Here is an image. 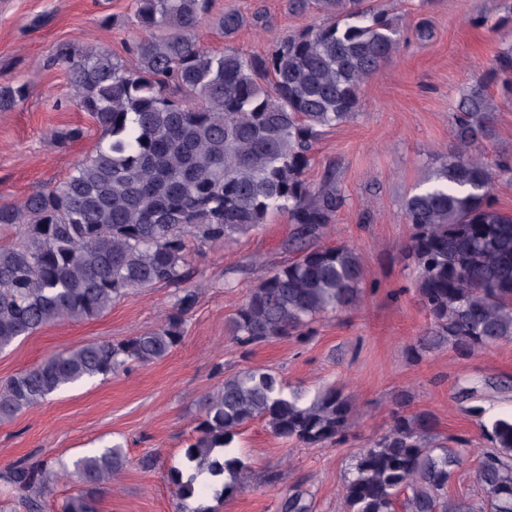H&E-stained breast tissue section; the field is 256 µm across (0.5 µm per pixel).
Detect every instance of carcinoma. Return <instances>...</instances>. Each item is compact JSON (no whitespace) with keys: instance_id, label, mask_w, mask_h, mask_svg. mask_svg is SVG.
Listing matches in <instances>:
<instances>
[{"instance_id":"cac0c4a2","label":"carcinoma","mask_w":512,"mask_h":512,"mask_svg":"<svg viewBox=\"0 0 512 512\" xmlns=\"http://www.w3.org/2000/svg\"><path fill=\"white\" fill-rule=\"evenodd\" d=\"M310 8L322 24L244 55L197 44L211 0H135L134 21L146 35L130 48L134 64L92 45L61 52L100 139L64 180L0 204V351L51 323L98 318L131 291L181 284L188 239L230 240L278 214L294 224L290 245L299 256L248 289L228 328L236 342L301 336L320 317L361 305L362 256L316 245L345 196L333 170L317 186L305 173L321 136L358 116L360 87L397 51L401 29L369 0H288L291 11ZM242 23L234 10L218 20L226 34ZM27 94L24 85L1 86L0 111ZM489 109L484 82L466 86L454 144L405 201L411 233L403 253L428 321L411 346L418 359L445 347L477 356L512 341V214L494 206V174L473 153L488 133ZM195 301L196 291L184 288L157 328L54 352L0 383V418L165 358L181 344ZM354 414L334 388L308 398L285 392L271 371L238 372L203 398L194 442L170 480L185 500L206 474L222 480L220 495L229 498L248 487V466L234 449L243 425L260 419L278 438L319 448L336 442ZM478 427L486 441L475 471L479 499L447 496L470 441L433 440L430 414L396 408L350 469L346 512H512V415ZM127 462L125 446L112 441L69 464L9 465L0 482L12 490L11 512H42L51 477L70 473L79 487L62 512H98L102 485ZM281 512H310V504L296 490Z\"/></svg>"}]
</instances>
